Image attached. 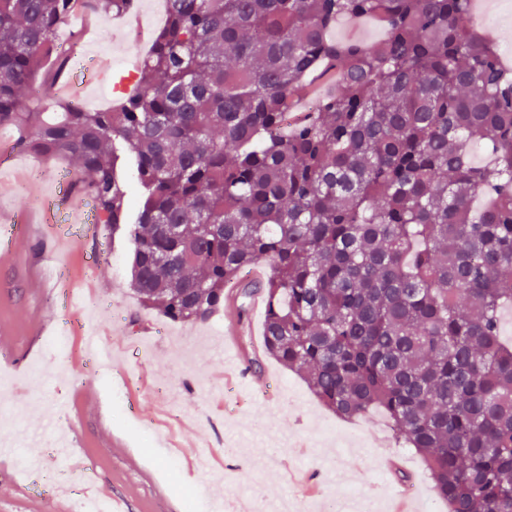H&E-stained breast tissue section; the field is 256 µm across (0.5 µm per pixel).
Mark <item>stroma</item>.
<instances>
[{
    "label": "stroma",
    "instance_id": "stroma-1",
    "mask_svg": "<svg viewBox=\"0 0 512 512\" xmlns=\"http://www.w3.org/2000/svg\"><path fill=\"white\" fill-rule=\"evenodd\" d=\"M481 29L494 32L512 63V0H472ZM94 50L112 55V78H139L142 53L127 47L114 17L99 18ZM81 176L77 162L38 158L0 136V184L20 170ZM52 184L24 180L0 194V213L27 214L30 225L0 258V370L12 391L0 392V512H52L28 493L20 459L40 455L60 481L80 484L57 444L76 447L97 473V486L128 512H231L247 501L255 512L289 498L306 505L305 478L321 472L318 498L351 489L388 503L395 493L381 470L375 430L383 414L353 421L323 408L306 384L274 360L270 395L243 398L224 379L217 340L223 313L201 323L173 322L144 308L129 287V245L102 224L95 239L41 253L49 230L40 214ZM101 333L112 351L108 372L84 366V331ZM59 337L68 349L54 358Z\"/></svg>",
    "mask_w": 512,
    "mask_h": 512
}]
</instances>
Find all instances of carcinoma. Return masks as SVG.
Listing matches in <instances>:
<instances>
[{"label": "carcinoma", "mask_w": 512, "mask_h": 512, "mask_svg": "<svg viewBox=\"0 0 512 512\" xmlns=\"http://www.w3.org/2000/svg\"><path fill=\"white\" fill-rule=\"evenodd\" d=\"M165 2L132 93L50 112L23 94L63 68L77 0H0L13 148L79 161L97 220L129 236L133 293L172 321L234 291L248 318L265 265L266 356L343 420L384 410L448 512H512V69L472 0ZM341 19L386 38L340 41Z\"/></svg>", "instance_id": "cac0c4a2"}]
</instances>
